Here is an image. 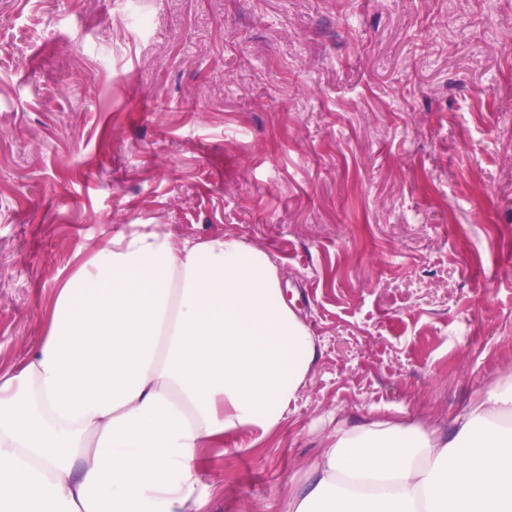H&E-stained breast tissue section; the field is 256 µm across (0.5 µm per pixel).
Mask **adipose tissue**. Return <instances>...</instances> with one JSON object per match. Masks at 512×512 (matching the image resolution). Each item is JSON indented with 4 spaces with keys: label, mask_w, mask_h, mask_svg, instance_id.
Instances as JSON below:
<instances>
[{
    "label": "adipose tissue",
    "mask_w": 512,
    "mask_h": 512,
    "mask_svg": "<svg viewBox=\"0 0 512 512\" xmlns=\"http://www.w3.org/2000/svg\"><path fill=\"white\" fill-rule=\"evenodd\" d=\"M319 353L265 251L114 230L0 370V512H207L203 449L277 430ZM287 512H512V381L445 429L338 421Z\"/></svg>",
    "instance_id": "adipose-tissue-1"
}]
</instances>
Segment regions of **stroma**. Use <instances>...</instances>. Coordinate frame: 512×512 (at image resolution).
Wrapping results in <instances>:
<instances>
[{
	"label": "stroma",
	"instance_id": "obj_1",
	"mask_svg": "<svg viewBox=\"0 0 512 512\" xmlns=\"http://www.w3.org/2000/svg\"><path fill=\"white\" fill-rule=\"evenodd\" d=\"M128 224L267 251L319 342L210 512H285L335 418L512 377V0H0V368Z\"/></svg>",
	"mask_w": 512,
	"mask_h": 512
}]
</instances>
